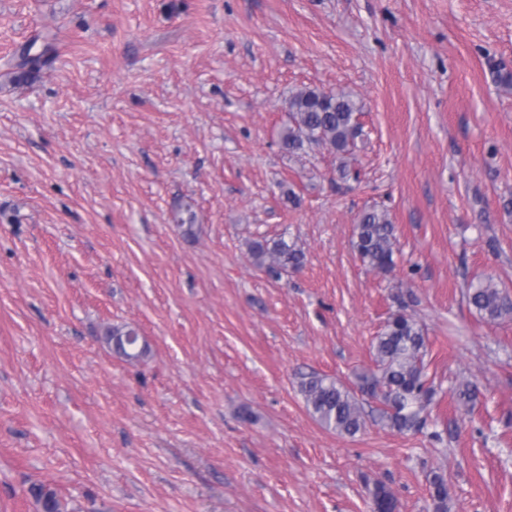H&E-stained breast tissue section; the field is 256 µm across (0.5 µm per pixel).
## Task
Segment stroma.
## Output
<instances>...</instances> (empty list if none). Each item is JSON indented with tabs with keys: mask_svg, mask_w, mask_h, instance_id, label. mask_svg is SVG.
I'll list each match as a JSON object with an SVG mask.
<instances>
[{
	"mask_svg": "<svg viewBox=\"0 0 512 512\" xmlns=\"http://www.w3.org/2000/svg\"><path fill=\"white\" fill-rule=\"evenodd\" d=\"M44 33L53 63L0 75V512L35 484L67 512H369L376 481L430 512L434 470L450 512H512V318L465 296H512V0H0V64ZM301 86L360 102L347 158L281 150ZM374 206L386 274L353 247ZM281 236L305 264L277 280L248 244ZM401 307L440 440L326 429L300 376L355 386ZM354 247L362 263L370 270L388 273L397 252L395 226L386 209L363 211L354 226ZM467 298L479 314L490 320L512 315V298L498 289L491 278L471 282ZM104 335L115 353L127 361L141 360L148 353V347L141 341L135 327L127 324L113 325L106 328Z\"/></svg>",
	"mask_w": 512,
	"mask_h": 512,
	"instance_id": "1",
	"label": "stroma"
}]
</instances>
